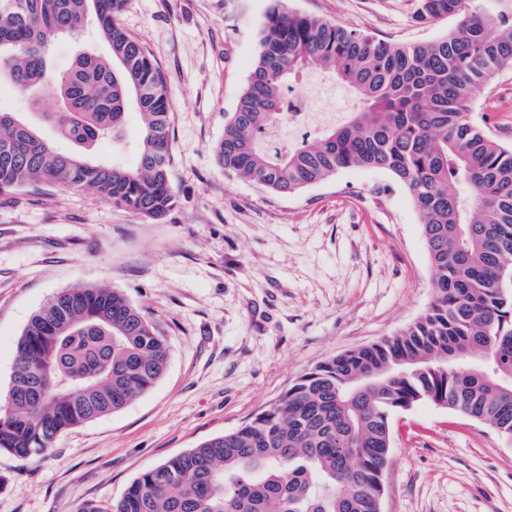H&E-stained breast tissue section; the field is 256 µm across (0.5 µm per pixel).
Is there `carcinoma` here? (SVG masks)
<instances>
[{"mask_svg": "<svg viewBox=\"0 0 512 512\" xmlns=\"http://www.w3.org/2000/svg\"><path fill=\"white\" fill-rule=\"evenodd\" d=\"M420 0L422 20L458 15L425 45L375 40L276 6L236 111L213 146L230 174L293 194L350 167L402 184L422 219L435 296L396 334L331 357L234 431L144 470L108 507L78 512H376L393 420L420 401L490 426L512 442V147L470 120V102L512 66V0ZM124 0H0V82L60 101L42 117L65 152L0 106V197L32 186L86 190L148 220L176 206L172 102L147 48L116 22ZM94 23L98 40L64 73L48 47ZM317 70L356 95L355 109L308 140L271 151L295 75ZM142 117L132 165L90 156ZM169 360L164 337L117 288L58 292L16 343L0 405V450L43 454L63 432L117 412L151 388Z\"/></svg>", "mask_w": 512, "mask_h": 512, "instance_id": "1", "label": "carcinoma"}]
</instances>
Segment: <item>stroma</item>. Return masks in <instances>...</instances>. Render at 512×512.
<instances>
[{
	"label": "stroma",
	"mask_w": 512,
	"mask_h": 512,
	"mask_svg": "<svg viewBox=\"0 0 512 512\" xmlns=\"http://www.w3.org/2000/svg\"><path fill=\"white\" fill-rule=\"evenodd\" d=\"M274 0H125L118 24L160 65L173 104L177 206L151 221L88 191L0 198V395L30 317L75 285L121 289L169 346L161 378L49 451L0 452V512L108 506L143 470L233 430L320 362L416 320L435 290L421 217L389 173L348 168L290 195L226 173L224 137ZM386 42L426 44L459 17L419 0H284ZM512 146V70L470 104ZM384 512H512V443L421 402L394 419Z\"/></svg>",
	"instance_id": "obj_1"
}]
</instances>
